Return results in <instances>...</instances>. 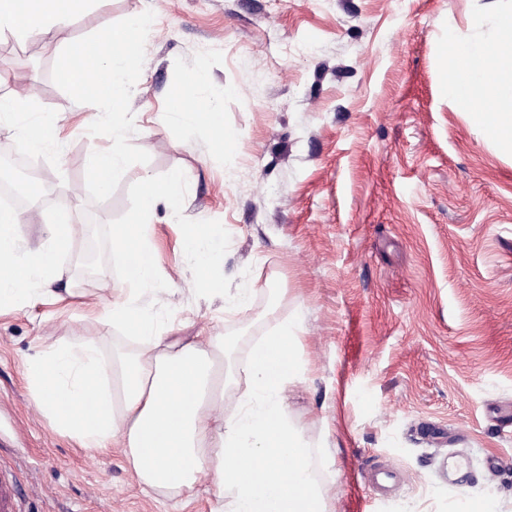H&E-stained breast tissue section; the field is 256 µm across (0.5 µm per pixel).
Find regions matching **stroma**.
Segmentation results:
<instances>
[{"instance_id": "stroma-1", "label": "stroma", "mask_w": 512, "mask_h": 512, "mask_svg": "<svg viewBox=\"0 0 512 512\" xmlns=\"http://www.w3.org/2000/svg\"><path fill=\"white\" fill-rule=\"evenodd\" d=\"M155 19L131 95L133 145L113 195L91 202L89 151L98 118L51 78L69 43L142 9ZM512 0H92L51 40L0 35L8 90L31 83L62 133L35 164L93 216L96 272L75 271L84 247L60 256L69 305L0 311V469L22 512H212L195 495L147 494L119 449L82 447L56 430L27 382L42 350L92 338L104 358L133 344L91 316L89 301L125 285L111 225L137 219L145 176H185L177 207L159 203L149 237L160 278L143 306L174 336L223 337L228 381L285 322L297 324L298 370L284 392L309 447L325 512H512V149L476 127L441 87L449 32L493 38L491 16ZM232 139L213 150L208 126L169 103L197 69ZM188 224L219 246L223 297L200 291L181 250ZM244 306H232L237 294ZM468 461L458 486L441 466ZM498 463L487 472L488 460ZM377 462L403 474L389 498L370 496Z\"/></svg>"}]
</instances>
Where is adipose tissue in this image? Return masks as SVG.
I'll use <instances>...</instances> for the list:
<instances>
[{"instance_id":"adipose-tissue-1","label":"adipose tissue","mask_w":512,"mask_h":512,"mask_svg":"<svg viewBox=\"0 0 512 512\" xmlns=\"http://www.w3.org/2000/svg\"><path fill=\"white\" fill-rule=\"evenodd\" d=\"M88 2L0 0V34L48 36ZM493 23L498 36L491 43L453 40L454 72L443 90L466 106L471 121L495 142L512 148V11L497 14ZM207 82V72L196 71L183 91L195 100ZM176 112L188 125L209 126L216 144H223L224 123L216 105L195 100ZM183 188L179 171L162 181L146 179L138 223L112 229L125 280L134 289L120 292L96 313L137 337V350L108 361L91 339L54 346L40 355L28 383L58 431L88 448H120L143 490L191 494L207 480L215 487L221 512H323L308 450L288 419L284 400L297 372L299 338L293 328L282 326L253 347L243 366L249 388L228 415L223 344L199 334L168 335L140 302L138 290L159 277L149 222L159 202L177 206ZM76 221L73 210L56 209L44 242L22 250L14 235L20 215L0 210V309L71 298V289L54 282ZM183 246L196 256L198 281L211 294L223 295L206 226L186 225Z\"/></svg>"}]
</instances>
